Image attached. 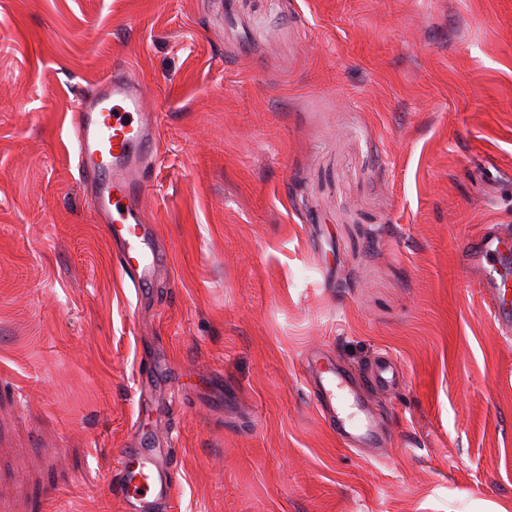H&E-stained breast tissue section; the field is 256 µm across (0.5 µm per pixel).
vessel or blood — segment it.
Wrapping results in <instances>:
<instances>
[{"instance_id":"obj_1","label":"vessel or blood","mask_w":512,"mask_h":512,"mask_svg":"<svg viewBox=\"0 0 512 512\" xmlns=\"http://www.w3.org/2000/svg\"><path fill=\"white\" fill-rule=\"evenodd\" d=\"M77 167L86 184L94 190L98 216L110 239L122 250L114 263L133 286L149 280L155 258L147 251L141 231L140 201L149 184L135 176V169L152 158L157 144L148 120L142 114L139 83L116 64L105 77L98 93L85 98L73 115ZM458 261L468 274L480 276V284L496 301L494 315L503 332L512 331V227L488 225L462 243ZM307 362L319 372L317 386L320 406L327 413L341 443L349 448L376 442L368 418L353 412L347 402L357 382L343 366L322 354ZM126 456L132 469L124 470L117 492L127 512H157L170 503L176 489L174 471L157 448H129Z\"/></svg>"}]
</instances>
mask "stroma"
<instances>
[{
  "mask_svg": "<svg viewBox=\"0 0 512 512\" xmlns=\"http://www.w3.org/2000/svg\"><path fill=\"white\" fill-rule=\"evenodd\" d=\"M142 88L147 284L72 116ZM512 225V0H0V512H512V334L457 263ZM398 380L347 448L306 355ZM125 454L134 464L132 472L125 467L117 486L125 509L156 512L159 506L170 503L175 494L176 478L160 448H128Z\"/></svg>",
  "mask_w": 512,
  "mask_h": 512,
  "instance_id": "1",
  "label": "stroma"
}]
</instances>
